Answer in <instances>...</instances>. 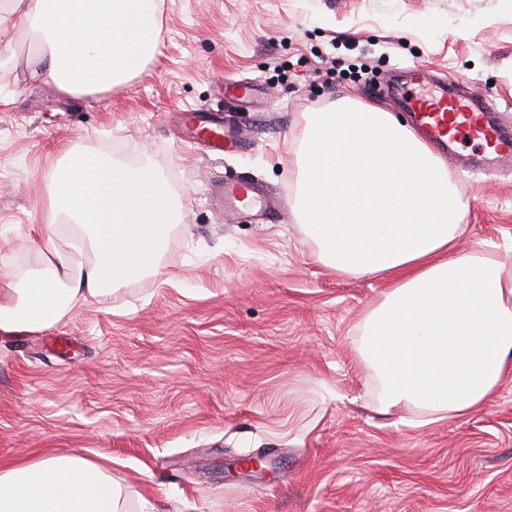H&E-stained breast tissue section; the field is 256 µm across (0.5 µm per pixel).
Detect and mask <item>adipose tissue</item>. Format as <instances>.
Listing matches in <instances>:
<instances>
[{"label": "adipose tissue", "mask_w": 512, "mask_h": 512, "mask_svg": "<svg viewBox=\"0 0 512 512\" xmlns=\"http://www.w3.org/2000/svg\"><path fill=\"white\" fill-rule=\"evenodd\" d=\"M161 0H0V34L32 38L31 74L74 96L112 89L153 58ZM296 152L299 215L340 275L404 271L357 327L358 354L386 409L434 422L475 414L512 373V265L458 249L463 208L441 156L392 113L340 103L305 115ZM51 212L72 228L42 267L0 290V333L54 325L114 283L153 268L174 222L159 162L139 167L68 149ZM106 468L81 453L0 469V512H118Z\"/></svg>", "instance_id": "ef3b65f1"}]
</instances>
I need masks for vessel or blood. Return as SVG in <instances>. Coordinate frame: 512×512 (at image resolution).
<instances>
[{
  "instance_id": "b4317fda",
  "label": "vessel or blood",
  "mask_w": 512,
  "mask_h": 512,
  "mask_svg": "<svg viewBox=\"0 0 512 512\" xmlns=\"http://www.w3.org/2000/svg\"><path fill=\"white\" fill-rule=\"evenodd\" d=\"M391 90L401 96L412 121L439 143L450 146L467 142L482 157L512 159V129L492 121L490 114L496 109L493 100L452 94L444 84L438 85L436 94L427 97L407 93L400 84L392 85ZM198 137L216 152L229 149L235 143L234 138L226 136L218 126L200 127ZM224 199L244 207L259 202L254 187L246 182L225 186Z\"/></svg>"
}]
</instances>
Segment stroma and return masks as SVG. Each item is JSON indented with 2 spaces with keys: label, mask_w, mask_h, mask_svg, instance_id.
Wrapping results in <instances>:
<instances>
[{
  "label": "stroma",
  "mask_w": 512,
  "mask_h": 512,
  "mask_svg": "<svg viewBox=\"0 0 512 512\" xmlns=\"http://www.w3.org/2000/svg\"><path fill=\"white\" fill-rule=\"evenodd\" d=\"M28 35H0V267L40 266L63 148L158 160L180 221L153 274L58 323L0 334V467L82 452L121 512H512V378L477 413L423 426L384 411L356 326L388 276L317 259L291 163L309 112L340 99L408 121L393 80L426 73L492 93L512 124V0H162L154 57L125 84L65 96L28 74ZM253 87L226 100V80ZM245 141L196 138L195 110ZM462 249L512 262V162L448 161ZM268 204L225 210L222 184ZM263 456L264 470L247 468Z\"/></svg>",
  "instance_id": "obj_1"
}]
</instances>
